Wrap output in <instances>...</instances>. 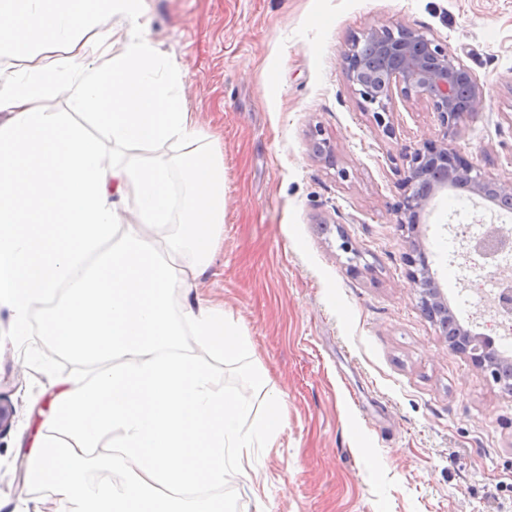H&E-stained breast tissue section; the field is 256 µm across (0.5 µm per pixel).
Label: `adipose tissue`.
I'll return each mask as SVG.
<instances>
[{
	"label": "adipose tissue",
	"mask_w": 512,
	"mask_h": 512,
	"mask_svg": "<svg viewBox=\"0 0 512 512\" xmlns=\"http://www.w3.org/2000/svg\"><path fill=\"white\" fill-rule=\"evenodd\" d=\"M143 15L144 0H0V57L16 61L0 83V307L18 336L46 307L44 336L90 367L52 379L27 452V480L55 488L58 512H224L209 488L227 465L248 473L251 449L273 447L284 422L274 394L246 423L248 401L201 361L246 357L241 327L204 301H174L218 248L224 165ZM115 17L129 24L118 54L104 28ZM91 45L100 61L67 67ZM61 96L68 109L54 111ZM140 144L167 152H121ZM101 469L122 481L96 479Z\"/></svg>",
	"instance_id": "ef3b65f1"
}]
</instances>
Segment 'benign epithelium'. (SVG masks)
Masks as SVG:
<instances>
[{
    "label": "benign epithelium",
    "mask_w": 512,
    "mask_h": 512,
    "mask_svg": "<svg viewBox=\"0 0 512 512\" xmlns=\"http://www.w3.org/2000/svg\"><path fill=\"white\" fill-rule=\"evenodd\" d=\"M342 69L355 93L372 106L373 121L385 134H394L385 115L396 89L407 98L430 101L444 128L440 143L411 157L404 177L409 193L398 210V223L416 227L435 192L457 177L468 179L479 197L512 207L511 181L483 177L473 164L448 148V138L458 122L475 113L484 102L483 86L449 47L399 22L372 27L351 43L343 56ZM407 259L417 267L411 287L418 288L431 268L424 248L413 239L408 240Z\"/></svg>",
    "instance_id": "benign-epithelium-1"
}]
</instances>
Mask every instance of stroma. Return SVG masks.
I'll return each instance as SVG.
<instances>
[{"instance_id": "35a3bbf8", "label": "stroma", "mask_w": 512, "mask_h": 512, "mask_svg": "<svg viewBox=\"0 0 512 512\" xmlns=\"http://www.w3.org/2000/svg\"><path fill=\"white\" fill-rule=\"evenodd\" d=\"M153 44L184 73L200 127L224 161V231L197 293L243 329L250 354L209 364L252 417L279 391L285 422L255 448L249 477L227 471L224 512H512V393L453 353L420 310L399 226L414 151L447 140L485 177L512 181V0H146ZM400 22L448 45L485 89L444 138L433 107L394 95L378 130L346 80L351 39ZM324 140L336 157L314 152ZM512 224V213L445 190L418 229L465 329L477 281L451 225ZM352 252H344L343 242ZM35 313L13 334L0 310V512L57 495L28 483L26 449L50 412L48 376L85 373L53 348ZM260 370L267 388L247 374Z\"/></svg>"}]
</instances>
